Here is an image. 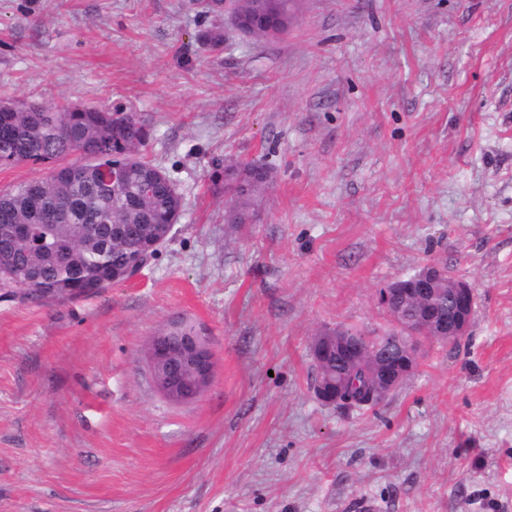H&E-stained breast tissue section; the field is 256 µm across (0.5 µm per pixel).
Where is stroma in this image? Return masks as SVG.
Instances as JSON below:
<instances>
[{
  "label": "stroma",
  "mask_w": 512,
  "mask_h": 512,
  "mask_svg": "<svg viewBox=\"0 0 512 512\" xmlns=\"http://www.w3.org/2000/svg\"><path fill=\"white\" fill-rule=\"evenodd\" d=\"M195 0H0V97L136 114L185 200L133 279L0 300V512H512V0H297L287 35ZM263 160L254 223L218 166ZM477 303L458 344L351 413L310 343L395 330L377 292L426 264ZM183 313L212 384L173 404L146 367ZM315 364L317 372L322 370L323 376L330 374L336 378V372L340 370L339 366H336V360L333 363H320ZM342 389L341 382L336 378V381L328 380L327 382L317 381L314 387V393L318 400L327 405H336L339 400V393Z\"/></svg>",
  "instance_id": "obj_1"
}]
</instances>
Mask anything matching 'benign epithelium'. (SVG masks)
Here are the masks:
<instances>
[{
    "label": "benign epithelium",
    "mask_w": 512,
    "mask_h": 512,
    "mask_svg": "<svg viewBox=\"0 0 512 512\" xmlns=\"http://www.w3.org/2000/svg\"><path fill=\"white\" fill-rule=\"evenodd\" d=\"M231 0H225L224 13L230 23L248 31L266 23V16L257 11L253 14H238L230 9ZM439 275L433 265L425 266L409 278H400L379 290L378 302L385 308H394L399 300L420 304L423 317L419 323L407 325L395 333L399 351L392 356L370 359V372L381 396L386 397L400 387L417 368L418 337L426 330L439 335L443 340L456 342L467 335L471 326L475 292L463 278H448V309L435 302ZM169 327H164L151 337L147 350V368L158 394L165 400L182 404L197 399L211 384L215 375V355L205 328L195 336H170ZM348 364L358 363L364 355L360 343L344 334L341 328L336 333L321 337L314 346L313 355L321 361L330 353ZM341 382L318 381L314 393L318 400L334 405L339 400Z\"/></svg>",
    "instance_id": "1"
}]
</instances>
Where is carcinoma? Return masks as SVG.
<instances>
[{"mask_svg":"<svg viewBox=\"0 0 512 512\" xmlns=\"http://www.w3.org/2000/svg\"><path fill=\"white\" fill-rule=\"evenodd\" d=\"M149 129L134 114L23 102L0 113V165H49L45 176L0 193V252L13 262L0 267V299L26 294L44 302L96 294L93 285L127 272L169 237L183 198L169 173L148 160ZM84 164H62L71 154ZM127 172L116 189L106 179L112 166ZM257 160L224 165L220 173L231 224H249L252 205L270 176ZM24 224L28 234L14 235ZM378 405L365 369L348 374L338 408Z\"/></svg>","mask_w":512,"mask_h":512,"instance_id":"carcinoma-1","label":"carcinoma"}]
</instances>
